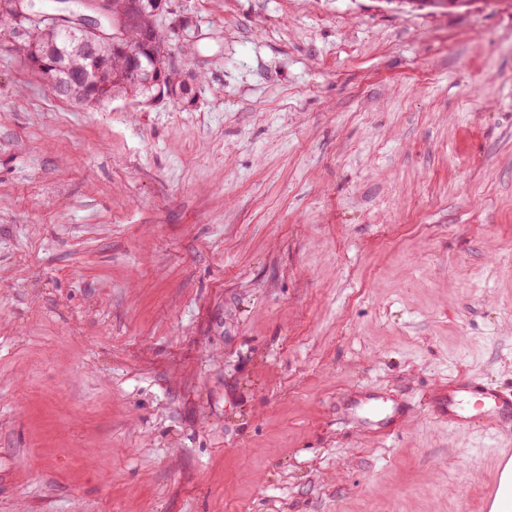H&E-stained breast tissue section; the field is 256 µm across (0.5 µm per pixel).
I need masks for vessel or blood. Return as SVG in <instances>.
Returning <instances> with one entry per match:
<instances>
[{
    "label": "vessel or blood",
    "mask_w": 512,
    "mask_h": 512,
    "mask_svg": "<svg viewBox=\"0 0 512 512\" xmlns=\"http://www.w3.org/2000/svg\"><path fill=\"white\" fill-rule=\"evenodd\" d=\"M436 414L461 428H479L507 440L512 438V394L457 380L439 395ZM496 476L484 492L483 512H512V448L497 449Z\"/></svg>",
    "instance_id": "b4317fda"
}]
</instances>
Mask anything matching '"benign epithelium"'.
<instances>
[{"instance_id":"benign-epithelium-1","label":"benign epithelium","mask_w":512,"mask_h":512,"mask_svg":"<svg viewBox=\"0 0 512 512\" xmlns=\"http://www.w3.org/2000/svg\"><path fill=\"white\" fill-rule=\"evenodd\" d=\"M89 8L96 14L94 22L88 23L83 17L74 18L67 15H45L29 12L22 8L19 0H13L10 13L15 20L22 22L45 21L47 25L59 31L80 38V45L106 42L123 58L127 59L135 73L140 75L139 81L148 87L156 88L153 98L163 100H181L188 94L185 84L173 85L167 80L163 69L157 67L151 71L140 69L137 54L142 45L158 42V30L148 20L142 10L141 0H88ZM138 32L136 44H130V31ZM114 99V94L101 85L84 96L76 98L83 104H99Z\"/></svg>"}]
</instances>
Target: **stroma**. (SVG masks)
<instances>
[{"instance_id":"obj_1","label":"stroma","mask_w":512,"mask_h":512,"mask_svg":"<svg viewBox=\"0 0 512 512\" xmlns=\"http://www.w3.org/2000/svg\"><path fill=\"white\" fill-rule=\"evenodd\" d=\"M156 25L179 103L0 25V512H482L498 442L431 405L512 391V0ZM378 402V398L373 395H367L358 402L357 408L359 410H363L366 406L377 408L378 412L375 419L368 420L377 426L380 431H387L391 426L390 421L397 414V408L393 406H382Z\"/></svg>"}]
</instances>
